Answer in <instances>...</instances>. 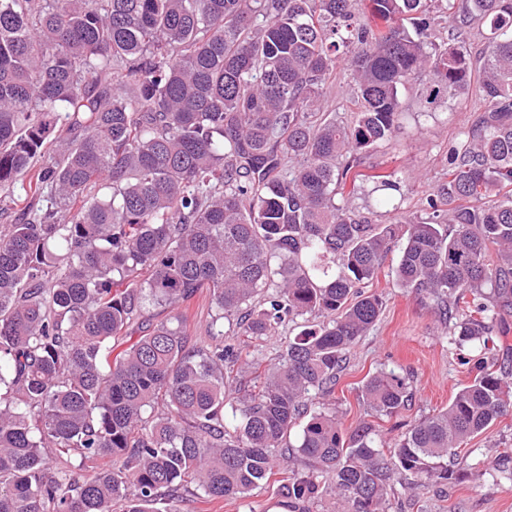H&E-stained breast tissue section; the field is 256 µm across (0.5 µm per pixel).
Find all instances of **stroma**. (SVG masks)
<instances>
[{"mask_svg":"<svg viewBox=\"0 0 512 512\" xmlns=\"http://www.w3.org/2000/svg\"><path fill=\"white\" fill-rule=\"evenodd\" d=\"M403 115L395 137L364 158L360 169L368 174H392L398 189L391 203L380 201L371 184L357 186L349 200L372 223L388 224L397 216L426 217V198L433 187L448 177V150L477 119L472 95L444 100L435 111H426L416 93L406 90ZM389 254L367 288L379 295L383 311L375 326L352 349L334 392L328 401L344 433L372 426L378 440L387 441L420 418L445 408L459 387L474 375L477 351L459 345L451 327L435 308L399 288ZM392 370L407 378L413 397L391 417L379 416L363 402V379L377 370ZM482 471L473 481V471ZM299 458L280 449L277 472L244 498L208 499L181 494L172 512H338L333 490L315 500L289 507L282 485L284 477L306 473ZM385 512H512V409L467 444V453L454 467L450 480H422L392 471Z\"/></svg>","mask_w":512,"mask_h":512,"instance_id":"obj_1","label":"stroma"}]
</instances>
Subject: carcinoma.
I'll use <instances>...</instances> for the list:
<instances>
[{
    "label": "carcinoma",
    "instance_id": "1",
    "mask_svg": "<svg viewBox=\"0 0 512 512\" xmlns=\"http://www.w3.org/2000/svg\"><path fill=\"white\" fill-rule=\"evenodd\" d=\"M0 0V512H162L179 490L245 497L296 448L346 512H383L390 468L448 479V461L512 406L490 323L512 310V0ZM481 28L483 55L462 34ZM349 64L357 109L325 105ZM432 111L480 103L449 148L428 216L373 224L336 196L390 140L401 89ZM398 248L396 284L455 321L483 357L448 407L383 462L369 426L346 435L328 396L383 301L366 294ZM205 290L212 343L180 307ZM170 310L156 322L145 304ZM224 426L225 375L250 366L231 335L299 317ZM126 347L114 353L115 342ZM381 416L406 378L369 375ZM299 429L297 443L287 442ZM120 460L100 469L101 458Z\"/></svg>",
    "mask_w": 512,
    "mask_h": 512
}]
</instances>
